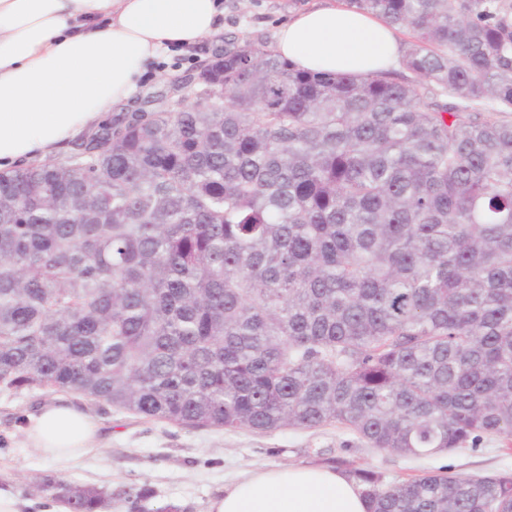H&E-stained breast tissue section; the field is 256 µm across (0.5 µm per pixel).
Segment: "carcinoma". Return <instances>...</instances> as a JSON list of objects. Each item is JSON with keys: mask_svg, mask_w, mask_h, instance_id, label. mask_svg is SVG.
I'll return each mask as SVG.
<instances>
[{"mask_svg": "<svg viewBox=\"0 0 512 512\" xmlns=\"http://www.w3.org/2000/svg\"><path fill=\"white\" fill-rule=\"evenodd\" d=\"M348 3L412 32L411 77L229 40L199 96L0 171V393L413 457L512 436V0ZM350 474L370 512H512V471Z\"/></svg>", "mask_w": 512, "mask_h": 512, "instance_id": "obj_1", "label": "carcinoma"}]
</instances>
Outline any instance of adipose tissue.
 I'll use <instances>...</instances> for the list:
<instances>
[{
  "mask_svg": "<svg viewBox=\"0 0 512 512\" xmlns=\"http://www.w3.org/2000/svg\"><path fill=\"white\" fill-rule=\"evenodd\" d=\"M223 0H0V169L41 161L127 107L150 62L218 35ZM273 49L296 68L363 75L400 56L393 27L316 0L281 23ZM98 423L59 397L27 415V444L65 464L93 457ZM207 512H369L343 470L294 465L225 483Z\"/></svg>",
  "mask_w": 512,
  "mask_h": 512,
  "instance_id": "obj_1",
  "label": "adipose tissue"
}]
</instances>
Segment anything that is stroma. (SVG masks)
<instances>
[{
  "label": "stroma",
  "instance_id": "obj_1",
  "mask_svg": "<svg viewBox=\"0 0 512 512\" xmlns=\"http://www.w3.org/2000/svg\"><path fill=\"white\" fill-rule=\"evenodd\" d=\"M307 0H224V32L167 55L149 70L132 99L133 110L153 111L152 96L169 88V77L198 75L229 38L271 42L274 30ZM52 392L0 394V491L14 497L19 512H58L50 496L31 480L53 473L77 485L115 490L148 486L150 512H207L208 502L227 480L262 467L329 466L370 469L393 484L428 473L476 476L512 471V437L484 436L480 445L452 452L406 457L368 447L344 425L284 428L260 433L247 429L189 428L145 419L107 406L86 405L100 424V454L67 464L46 462L19 431L25 416L52 400Z\"/></svg>",
  "mask_w": 512,
  "mask_h": 512
}]
</instances>
